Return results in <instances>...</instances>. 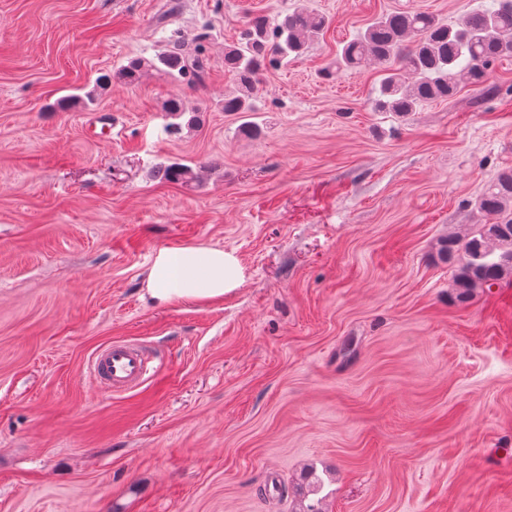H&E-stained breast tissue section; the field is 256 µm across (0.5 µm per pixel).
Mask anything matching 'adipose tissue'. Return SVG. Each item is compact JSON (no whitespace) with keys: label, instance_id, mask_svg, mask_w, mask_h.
Wrapping results in <instances>:
<instances>
[{"label":"adipose tissue","instance_id":"obj_1","mask_svg":"<svg viewBox=\"0 0 512 512\" xmlns=\"http://www.w3.org/2000/svg\"><path fill=\"white\" fill-rule=\"evenodd\" d=\"M242 281L238 259L223 248L186 245L161 248L147 276V293L160 305L223 298Z\"/></svg>","mask_w":512,"mask_h":512}]
</instances>
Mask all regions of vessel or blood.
Instances as JSON below:
<instances>
[{
	"mask_svg": "<svg viewBox=\"0 0 512 512\" xmlns=\"http://www.w3.org/2000/svg\"><path fill=\"white\" fill-rule=\"evenodd\" d=\"M155 371L152 356L125 340H115L99 348L89 361V373L95 385L114 395L140 389Z\"/></svg>",
	"mask_w": 512,
	"mask_h": 512,
	"instance_id": "vessel-or-blood-1",
	"label": "vessel or blood"
}]
</instances>
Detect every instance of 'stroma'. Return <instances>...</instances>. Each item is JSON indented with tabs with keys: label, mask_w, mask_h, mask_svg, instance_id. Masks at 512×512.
I'll list each match as a JSON object with an SVG mask.
<instances>
[{
	"label": "stroma",
	"mask_w": 512,
	"mask_h": 512,
	"mask_svg": "<svg viewBox=\"0 0 512 512\" xmlns=\"http://www.w3.org/2000/svg\"><path fill=\"white\" fill-rule=\"evenodd\" d=\"M492 4L0 0V512H297L309 469L325 512H512V288L458 303L438 255L512 167V57L405 117L376 63L320 77L379 14ZM302 5L323 38L225 111V44ZM176 44L201 78L114 80ZM173 97L203 111L178 137ZM195 244L242 284L152 304L157 251ZM114 339L162 362L123 396L87 370Z\"/></svg>",
	"instance_id": "1"
}]
</instances>
